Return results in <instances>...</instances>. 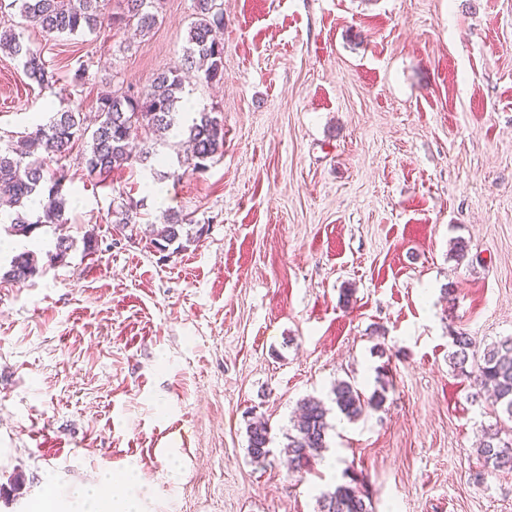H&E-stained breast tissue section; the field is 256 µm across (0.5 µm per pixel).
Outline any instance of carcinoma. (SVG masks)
<instances>
[{
  "label": "carcinoma",
  "mask_w": 512,
  "mask_h": 512,
  "mask_svg": "<svg viewBox=\"0 0 512 512\" xmlns=\"http://www.w3.org/2000/svg\"><path fill=\"white\" fill-rule=\"evenodd\" d=\"M99 0H12L20 19L34 22L48 34L77 35L102 27L125 30L134 26L145 35L158 24V0H121V11L103 16ZM224 29L222 0H195V20L190 24L184 49L186 69H196L207 84L224 82V42L217 33ZM0 46L9 50L22 65L29 80L43 87L54 78L40 52L10 30L0 31ZM184 92L180 72L169 70L157 74L149 87L137 93L123 92L98 98L94 129L84 125L81 113L73 110L49 112L37 119L22 139L21 148L0 146V200L9 210L0 213V228L9 235L29 239L44 227L67 223L64 194L68 171L60 165L53 169L51 161H60L70 154L77 142H82V163L88 175L102 181L116 171L145 165L157 159L155 144L169 136L187 135L190 153L181 161L183 171H161L150 166L159 181H177L188 172L202 173L207 161L224 152V124L215 113L205 109L193 113L187 125L177 119V105ZM141 139L142 149L132 152L131 142ZM39 208L30 207L33 202ZM113 224L119 230L136 225L137 206L123 203L112 211ZM164 224L147 225L155 247H167L186 239L200 238L204 227L193 233H183L188 218L177 213L163 215ZM75 245L70 237H59L54 249L45 257L25 249L13 256L5 276L24 282L40 276L47 264L61 262ZM455 350L450 360L462 375L492 391V405L512 421V336L503 337L479 349L473 338L460 332L453 338ZM386 385L366 397L357 387L341 380L332 387V402L336 410L350 421H356L370 410L380 408L385 400ZM301 412L287 434L282 448L293 469H308L328 448L330 409L316 398L300 403ZM248 454L256 462L272 455V439L266 423L248 424ZM478 454L485 466L512 471V440H504L499 432L483 433ZM318 512H372L371 500L359 486L357 478L324 492L318 500Z\"/></svg>",
  "instance_id": "obj_1"
}]
</instances>
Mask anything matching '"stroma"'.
Masks as SVG:
<instances>
[{
    "label": "stroma",
    "mask_w": 512,
    "mask_h": 512,
    "mask_svg": "<svg viewBox=\"0 0 512 512\" xmlns=\"http://www.w3.org/2000/svg\"><path fill=\"white\" fill-rule=\"evenodd\" d=\"M9 2L0 31L22 27L56 80L0 53L4 141L142 90L193 19L160 0L143 37L48 35ZM223 38V83L184 96L224 123L207 171L159 197L143 165L99 183L67 159V232L94 249L0 279V512H83L108 471L140 512H317L352 473L373 512H512V471L474 481L483 432L512 422L449 359L457 332L512 336V0H224ZM169 209L208 230L166 257L144 229ZM342 379L386 387L382 408L331 413L334 465L289 472L297 403ZM248 454L255 462H264L272 455L270 444L272 439L266 423L252 422L248 424Z\"/></svg>",
    "instance_id": "stroma-1"
}]
</instances>
